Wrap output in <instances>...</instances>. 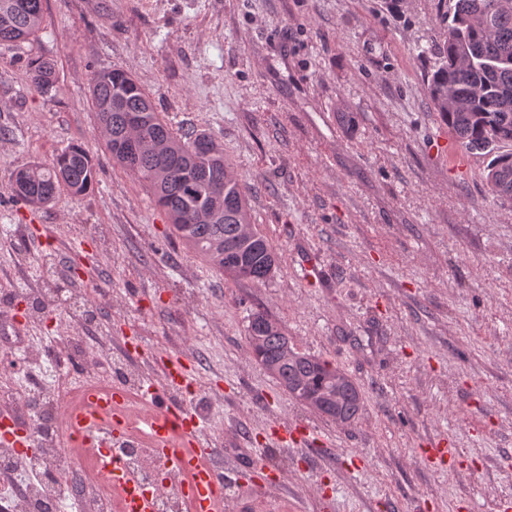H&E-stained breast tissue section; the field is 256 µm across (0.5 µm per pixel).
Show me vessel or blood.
Wrapping results in <instances>:
<instances>
[{"instance_id": "b4317fda", "label": "vessel or blood", "mask_w": 512, "mask_h": 512, "mask_svg": "<svg viewBox=\"0 0 512 512\" xmlns=\"http://www.w3.org/2000/svg\"><path fill=\"white\" fill-rule=\"evenodd\" d=\"M153 370L152 378L143 387V396L154 408L148 424L161 460L171 473L195 470L196 478L186 487L185 493L195 512H214L224 492V472L214 466L203 468L199 465L202 458L213 453L206 440V424L190 405L170 398V392L175 388L187 394L193 392L190 370L180 360L167 356L156 357ZM97 412L98 404L93 401L87 410L73 415L71 433L84 446L96 448L99 457L122 487L128 512H154L156 490L145 488L108 452V437L121 435L123 423L117 419L110 421L106 425V437H99Z\"/></svg>"}]
</instances>
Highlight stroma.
<instances>
[{
    "label": "stroma",
    "instance_id": "1",
    "mask_svg": "<svg viewBox=\"0 0 512 512\" xmlns=\"http://www.w3.org/2000/svg\"><path fill=\"white\" fill-rule=\"evenodd\" d=\"M36 39L0 46V353L11 388L44 384L34 350L78 334L65 246L88 257L96 330L142 377L182 359L234 512H512V203L488 158L456 169L427 75L438 0H44ZM54 62L55 95L27 62ZM120 68L173 126L207 129L279 258L262 285L212 268L114 165L89 99ZM82 144L94 187L32 210L10 175ZM319 275L306 280L307 261ZM60 289L52 319L15 301ZM298 350L337 364L363 407L339 424L296 403L248 353L254 308ZM314 426L324 452L287 450L273 420ZM454 463L428 462L432 443ZM284 475L288 487L271 491Z\"/></svg>",
    "mask_w": 512,
    "mask_h": 512
}]
</instances>
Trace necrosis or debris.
Here are the masks:
<instances>
[{
	"label": "necrosis or debris",
	"instance_id": "4bbe7bcc",
	"mask_svg": "<svg viewBox=\"0 0 512 512\" xmlns=\"http://www.w3.org/2000/svg\"><path fill=\"white\" fill-rule=\"evenodd\" d=\"M121 379L124 393L116 398L112 395L111 374L103 372L95 360H88L78 373L64 363L54 386L40 388L33 398L19 400L21 414L34 418L49 416L52 429L44 435L36 455L45 480L20 485L10 498L13 512H63L65 502L76 500L89 503L94 512H124L121 492L110 471L100 463L96 450L74 441L66 445L61 439L68 416L86 408V396L90 393L113 400L109 416L125 422L123 434L109 443L112 456L137 475L144 486L161 487L155 512H192L190 503L178 492L179 485L190 480V472L166 473L144 428L147 408L142 402L138 374L128 368Z\"/></svg>",
	"mask_w": 512,
	"mask_h": 512
}]
</instances>
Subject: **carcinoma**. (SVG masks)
<instances>
[{"label":"carcinoma","mask_w":512,"mask_h":512,"mask_svg":"<svg viewBox=\"0 0 512 512\" xmlns=\"http://www.w3.org/2000/svg\"><path fill=\"white\" fill-rule=\"evenodd\" d=\"M43 23V0H0V45L36 36ZM443 42L435 48L438 66L428 76L435 111L466 150L498 148L487 166L494 196L512 203V0H455ZM30 84L40 94L57 88L52 62L28 65ZM98 128L112 160L152 193L176 235L204 261L225 275L244 267V279L264 284L278 264L261 234L249 246L239 242L247 199L223 149L200 152L213 142L204 130L174 131L157 112L149 94L126 71L97 72L90 87ZM16 196L35 207L54 202L64 190L73 197L90 191L96 167L89 152L72 144L49 163L33 162L14 172ZM251 358L271 372L284 391L298 385L337 407L351 419L361 410L358 386L338 366L314 355H292L288 331L268 311L248 317Z\"/></svg>","instance_id":"obj_1"}]
</instances>
